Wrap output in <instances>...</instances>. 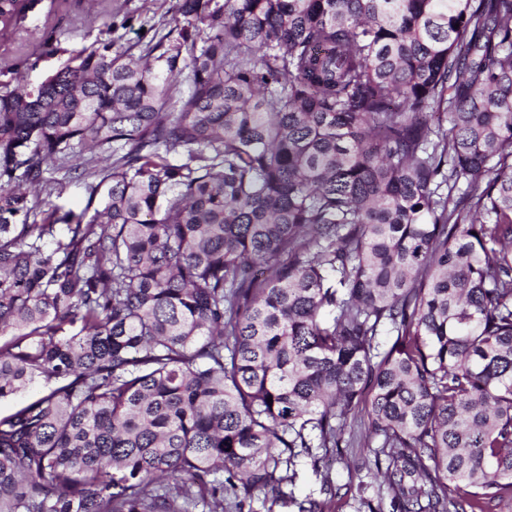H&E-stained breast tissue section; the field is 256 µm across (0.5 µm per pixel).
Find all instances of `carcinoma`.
Segmentation results:
<instances>
[{
	"instance_id": "1",
	"label": "carcinoma",
	"mask_w": 512,
	"mask_h": 512,
	"mask_svg": "<svg viewBox=\"0 0 512 512\" xmlns=\"http://www.w3.org/2000/svg\"><path fill=\"white\" fill-rule=\"evenodd\" d=\"M177 12L157 55L0 90V400L44 382L0 416V512H328L282 484L364 398L363 512L511 501L512 0ZM73 178L87 221L23 189Z\"/></svg>"
}]
</instances>
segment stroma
<instances>
[{"instance_id":"obj_1","label":"stroma","mask_w":512,"mask_h":512,"mask_svg":"<svg viewBox=\"0 0 512 512\" xmlns=\"http://www.w3.org/2000/svg\"><path fill=\"white\" fill-rule=\"evenodd\" d=\"M178 0H29L17 24L0 38V74L16 69L27 83L35 84L57 70L69 50L112 40L118 50L140 55L147 44L176 41L180 26L176 21ZM52 36L59 53L41 52L44 36ZM354 432V447L345 449L327 476L316 475L306 464L298 465L293 487L297 499L320 500L323 479H330L337 495L331 512H356L361 489L357 467L364 458L368 429L360 420L348 423Z\"/></svg>"}]
</instances>
